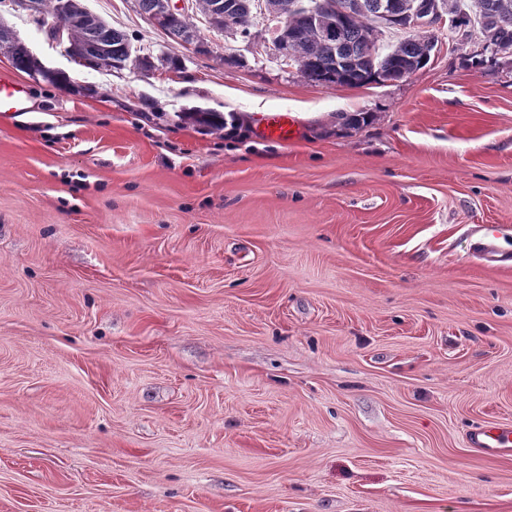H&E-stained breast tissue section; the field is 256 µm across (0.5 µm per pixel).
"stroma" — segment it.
Instances as JSON below:
<instances>
[{
  "label": "stroma",
  "instance_id": "obj_1",
  "mask_svg": "<svg viewBox=\"0 0 512 512\" xmlns=\"http://www.w3.org/2000/svg\"><path fill=\"white\" fill-rule=\"evenodd\" d=\"M83 2L182 67L86 68L0 0L69 80L0 56V512H512V447L468 442L512 427V265L477 254H512V60L441 28L403 80L322 86L266 22L199 55ZM25 89L9 80H0V112L28 111ZM260 131L263 136L288 140L297 129L287 112H267L261 117Z\"/></svg>",
  "mask_w": 512,
  "mask_h": 512
}]
</instances>
